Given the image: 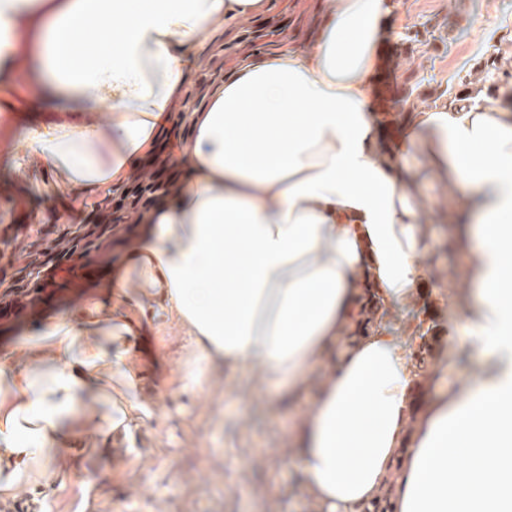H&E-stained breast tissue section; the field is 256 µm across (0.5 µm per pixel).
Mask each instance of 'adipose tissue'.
<instances>
[{"label":"adipose tissue","instance_id":"obj_1","mask_svg":"<svg viewBox=\"0 0 512 512\" xmlns=\"http://www.w3.org/2000/svg\"><path fill=\"white\" fill-rule=\"evenodd\" d=\"M265 0H0V110L81 118L24 146L73 192L120 185L182 94L190 52ZM393 0H332L307 49L244 60L190 116L178 189L147 214L102 296L46 314L0 353V497L71 466L74 438L111 448L147 406L130 366L145 306L187 328L190 353L262 368L297 396L291 462L317 512H512V109L371 104ZM32 57L28 73L18 55ZM108 113L104 122L87 117ZM413 157L415 167L404 164ZM454 202L466 245L448 322L456 385L418 416L407 336L365 322L370 297L408 310L429 277L425 181Z\"/></svg>","mask_w":512,"mask_h":512}]
</instances>
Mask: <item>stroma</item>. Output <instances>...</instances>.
<instances>
[{"mask_svg":"<svg viewBox=\"0 0 512 512\" xmlns=\"http://www.w3.org/2000/svg\"><path fill=\"white\" fill-rule=\"evenodd\" d=\"M259 15L219 26L212 42L195 52L190 81L177 110L194 108L202 78L224 77L243 55H263L293 43L305 46L326 0H266ZM396 8L380 46L375 97L397 111L404 86L417 85L419 102L431 105L438 85L454 76H478L494 49L512 53V0H394ZM434 31L435 40L419 45L410 37ZM0 182L24 195L38 224H52L64 204L81 207L101 193L74 194L41 157L24 148L19 128L0 113ZM429 194L435 213L426 226L434 252L431 283L417 289L409 314L399 316L397 331L412 332L417 318L428 319L433 349L448 347V302L435 287L451 285L463 261L448 246L454 225L448 201L438 188ZM70 289L56 291L28 306L18 318L0 319V350L19 347L25 333L38 328L42 315L75 305ZM165 348H158V339ZM145 349L136 369L157 375L144 396L153 410L107 454L74 447L73 470L26 493L38 512H314L300 480L286 460L288 428L313 402L320 377L311 374L294 401L269 391L261 370L226 375L189 362L187 338L165 313H156L146 330Z\"/></svg>","mask_w":512,"mask_h":512,"instance_id":"stroma-1","label":"stroma"}]
</instances>
